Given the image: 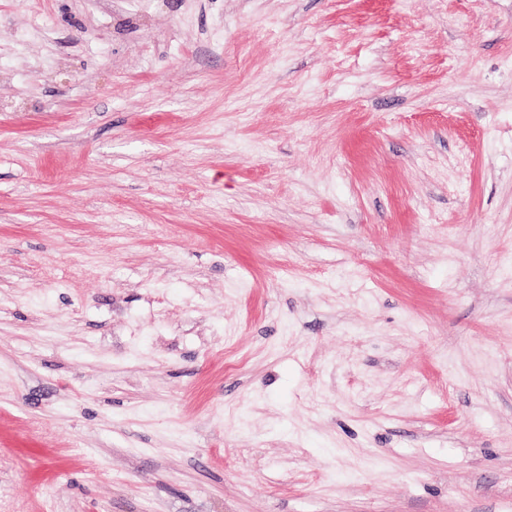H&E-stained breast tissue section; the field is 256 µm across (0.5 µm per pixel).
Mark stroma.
I'll use <instances>...</instances> for the list:
<instances>
[{"label": "stroma", "instance_id": "stroma-1", "mask_svg": "<svg viewBox=\"0 0 512 512\" xmlns=\"http://www.w3.org/2000/svg\"><path fill=\"white\" fill-rule=\"evenodd\" d=\"M0 512H512V0H0Z\"/></svg>", "mask_w": 512, "mask_h": 512}]
</instances>
